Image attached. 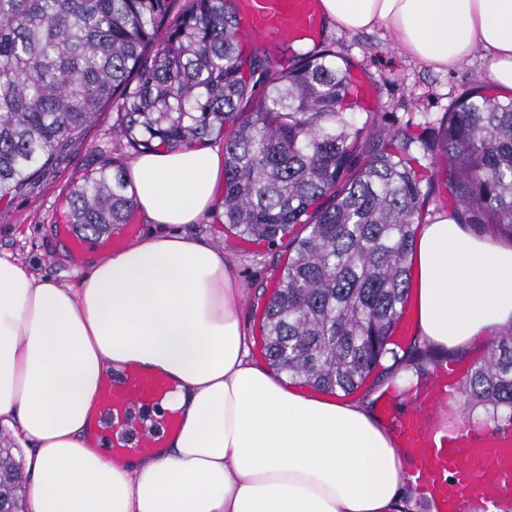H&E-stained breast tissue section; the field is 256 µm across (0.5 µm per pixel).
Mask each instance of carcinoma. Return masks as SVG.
<instances>
[{
    "mask_svg": "<svg viewBox=\"0 0 512 512\" xmlns=\"http://www.w3.org/2000/svg\"><path fill=\"white\" fill-rule=\"evenodd\" d=\"M0 0V204L24 192L71 138L115 112L134 153L224 137L217 219L245 240L288 239L265 306L270 365L348 395L381 358L425 373V356L388 349L413 282L433 189L459 223L512 237V100L464 92L438 129L376 131L356 116L350 68L330 49L278 62L244 54L234 0ZM135 210L125 169L103 164L70 191L67 223L94 232ZM300 230H295L296 226ZM461 397L494 428L512 425V328L472 362ZM0 495L25 477L4 449Z\"/></svg>",
    "mask_w": 512,
    "mask_h": 512,
    "instance_id": "1",
    "label": "carcinoma"
}]
</instances>
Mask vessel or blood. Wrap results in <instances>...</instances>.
I'll return each mask as SVG.
<instances>
[{
  "instance_id": "b4317fda",
  "label": "vessel or blood",
  "mask_w": 512,
  "mask_h": 512,
  "mask_svg": "<svg viewBox=\"0 0 512 512\" xmlns=\"http://www.w3.org/2000/svg\"><path fill=\"white\" fill-rule=\"evenodd\" d=\"M246 36L269 43L314 41L321 37L324 17L320 0H235ZM139 227L125 225L121 234L94 240L72 236L71 254L82 259L89 251L108 256L131 245ZM469 371L465 362L438 365L431 382L410 389L408 410L395 417L397 394L384 396L379 417L393 423L397 445L412 465L407 475L433 503L434 512H464L472 500L489 508L512 498V429H478L459 419L439 422L442 408L460 399ZM172 390L167 377L130 367L106 378L96 401L97 436L106 457L119 463L133 456L157 454L180 425L177 411L146 425L138 410L165 400Z\"/></svg>"
}]
</instances>
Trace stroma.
Here are the masks:
<instances>
[{"mask_svg":"<svg viewBox=\"0 0 512 512\" xmlns=\"http://www.w3.org/2000/svg\"><path fill=\"white\" fill-rule=\"evenodd\" d=\"M320 42L370 78L376 90L373 113L384 129L409 122L438 126L463 92L489 83L480 58L455 70L438 71L400 53L390 31L383 27L357 34L328 28ZM109 159L126 166L134 154L125 141L113 136L112 113L107 110L72 138L59 160L25 193L0 206V253L10 254L46 276L74 280L76 266L58 226L65 221L66 199L74 181ZM191 233L223 250L224 260L243 290L242 320L251 340H258L264 307L288 260L286 243L272 247L258 241L242 243L212 214L193 226Z\"/></svg>","mask_w":512,"mask_h":512,"instance_id":"stroma-1","label":"stroma"}]
</instances>
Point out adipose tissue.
<instances>
[{"label": "adipose tissue", "mask_w": 512, "mask_h": 512, "mask_svg": "<svg viewBox=\"0 0 512 512\" xmlns=\"http://www.w3.org/2000/svg\"><path fill=\"white\" fill-rule=\"evenodd\" d=\"M350 33L383 27L445 71L480 55L512 96V0H322ZM224 154L192 145L127 170L151 232L90 259L76 283L0 255V426L31 450L29 512H414L395 438L367 403L305 392L256 362L224 253L183 228L215 210ZM415 335L445 356L512 326V242L448 213L413 254ZM169 377L181 425L153 457L110 463L92 436L100 382Z\"/></svg>", "instance_id": "adipose-tissue-1"}]
</instances>
